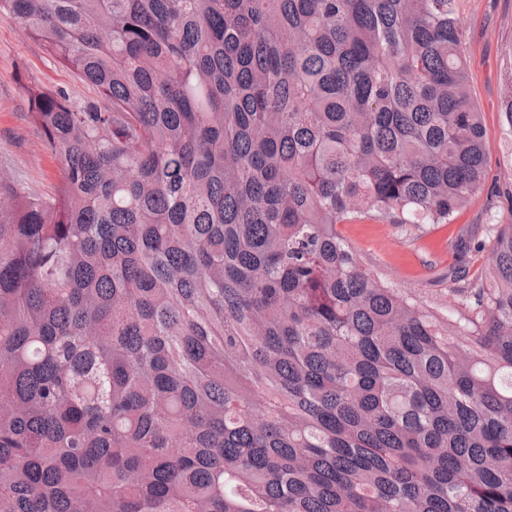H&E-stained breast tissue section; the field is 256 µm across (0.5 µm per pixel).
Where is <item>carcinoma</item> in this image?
<instances>
[{
  "label": "carcinoma",
  "instance_id": "obj_1",
  "mask_svg": "<svg viewBox=\"0 0 512 512\" xmlns=\"http://www.w3.org/2000/svg\"><path fill=\"white\" fill-rule=\"evenodd\" d=\"M455 3L0 0L95 90L0 176V512H512V221L456 320L337 231L485 190Z\"/></svg>",
  "mask_w": 512,
  "mask_h": 512
}]
</instances>
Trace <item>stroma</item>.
I'll list each match as a JSON object with an SVG mask.
<instances>
[{"label": "stroma", "instance_id": "obj_1", "mask_svg": "<svg viewBox=\"0 0 512 512\" xmlns=\"http://www.w3.org/2000/svg\"><path fill=\"white\" fill-rule=\"evenodd\" d=\"M467 46L470 92L483 112L488 183L447 224H392L366 218L339 225L365 267L418 304L458 318L469 288L489 262V230L512 218L502 206L512 195V130L500 113L512 83V0H457ZM94 91L63 69L16 24L0 20V170L41 196L53 195L60 164L29 117L25 85Z\"/></svg>", "mask_w": 512, "mask_h": 512}]
</instances>
